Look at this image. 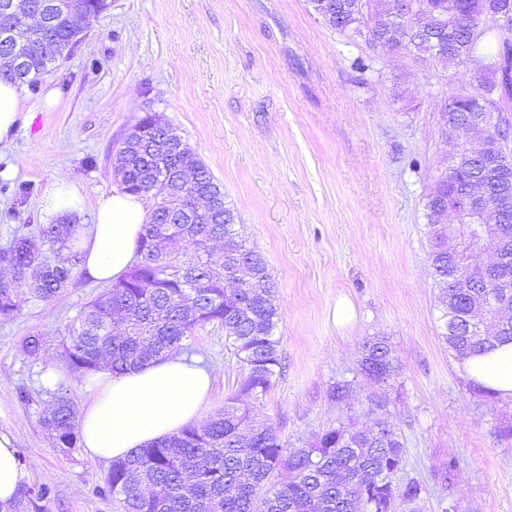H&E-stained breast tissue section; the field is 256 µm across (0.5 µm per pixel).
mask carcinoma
Here are the masks:
<instances>
[{
  "instance_id": "obj_1",
  "label": "carcinoma",
  "mask_w": 512,
  "mask_h": 512,
  "mask_svg": "<svg viewBox=\"0 0 512 512\" xmlns=\"http://www.w3.org/2000/svg\"><path fill=\"white\" fill-rule=\"evenodd\" d=\"M326 25L345 31L352 25L374 28L373 42L383 48H401L450 67H462L481 87L476 95L460 91L448 98L442 111L468 122L476 140L489 141L492 126L476 120L485 103L497 100L495 72L504 55L512 52L493 20L490 0H454L456 13L448 16V0H412L406 19H397L392 0H308ZM488 21L485 31L496 34L495 48L481 52V40L471 38L477 19ZM70 45L67 22L58 20L42 33L35 30L26 47L28 78L0 69V79L34 91L51 60L44 42ZM485 62L480 72L469 60ZM174 132L144 127L129 131L127 147L117 154L116 167L125 191L155 200L144 225L137 261L118 279L80 308L58 343V356L70 375L81 380L103 364L112 371L140 368L168 352L192 355L187 344L197 328L209 323L224 326L225 343L240 367L234 391L201 426L188 425L178 433L112 461L99 493L113 496L122 512H392L397 498L417 504L423 486L415 479L403 485L394 476L404 470L402 443L381 420L375 429L353 422L336 424L317 434L305 448H289L268 422L256 420L253 408L275 384L281 366L280 319L277 290L261 253L247 245L237 216L224 203V191L204 161L190 148L167 155L153 151V143ZM492 168L474 164L466 176L448 165V178L434 187L426 202L431 243L430 260L435 288L443 306L441 338L457 359L488 353L512 341V326L494 336L481 334L476 314L487 308V295L497 283L468 263L467 250L448 254L434 243L436 225L443 223L448 205L476 187L494 197L486 217L465 215V224H486L483 240L469 238L468 246L489 241L512 256V150L503 147L489 161ZM189 170L196 182L191 194L205 195L220 217L217 224L203 218L198 224H159L156 210L180 211L185 201L171 195L169 175ZM79 224H38L27 235L16 236L0 249V264L11 276L0 285V316L18 313L30 295L43 301L59 297L74 284L80 262L53 260L58 252L77 258L72 249ZM240 252L255 273L252 288L224 287V255L211 250L214 240ZM183 242L197 257L195 266L174 250ZM470 276L479 283L467 296L451 287L455 276ZM25 354L41 357L46 341L39 334L23 341ZM402 365L389 338L374 336L361 346L359 373L376 383L394 381ZM43 425L53 447L73 452L80 440L75 404L66 383H56V396ZM57 498L49 483L22 484L9 507L0 512H50Z\"/></svg>"
}]
</instances>
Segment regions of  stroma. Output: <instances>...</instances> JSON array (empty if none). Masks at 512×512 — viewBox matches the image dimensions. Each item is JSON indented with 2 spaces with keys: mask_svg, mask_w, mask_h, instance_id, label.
I'll use <instances>...</instances> for the list:
<instances>
[{
  "mask_svg": "<svg viewBox=\"0 0 512 512\" xmlns=\"http://www.w3.org/2000/svg\"><path fill=\"white\" fill-rule=\"evenodd\" d=\"M39 87L22 89L25 119L0 147V180L32 186L24 198L0 190V247L25 225L55 223L42 195L57 177L80 186L77 219L92 224L98 197L122 187L121 139L145 113L162 114L223 186L277 288L282 369L259 417L295 448L337 419L383 418L404 443L398 482L425 487L422 512H512V399L477 397L458 372L429 262L426 198L466 142L445 134L441 107L479 91L463 69L331 29L307 0H112ZM50 87L59 100L46 111ZM99 289L83 276L53 301L0 317V438L16 448L25 482L56 487L51 512H118L97 492L109 463L80 447L61 454L42 424L48 371L68 379L76 406L89 395L69 380L57 344ZM34 333L46 340L36 361L23 351ZM382 334L401 376L361 380L336 404L332 386L355 378L361 344ZM191 343L198 361L220 368L212 412L238 365L219 325Z\"/></svg>",
  "mask_w": 512,
  "mask_h": 512,
  "instance_id": "35a3bbf8",
  "label": "stroma"
}]
</instances>
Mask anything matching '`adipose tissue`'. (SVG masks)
Returning <instances> with one entry per match:
<instances>
[{"mask_svg":"<svg viewBox=\"0 0 512 512\" xmlns=\"http://www.w3.org/2000/svg\"><path fill=\"white\" fill-rule=\"evenodd\" d=\"M145 222L137 196L119 191L101 196L90 234L75 241L87 274L108 283L127 271ZM460 370L497 396L512 398V342L461 363ZM216 372V367L197 366L181 355L120 374L102 367L91 378V399L81 417L85 452L108 463L202 421Z\"/></svg>","mask_w":512,"mask_h":512,"instance_id":"adipose-tissue-1","label":"adipose tissue"}]
</instances>
